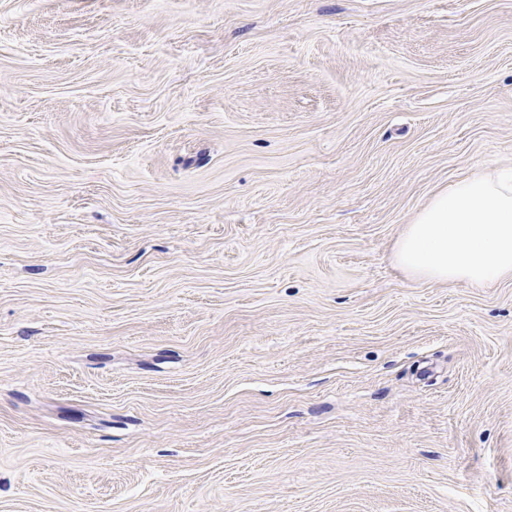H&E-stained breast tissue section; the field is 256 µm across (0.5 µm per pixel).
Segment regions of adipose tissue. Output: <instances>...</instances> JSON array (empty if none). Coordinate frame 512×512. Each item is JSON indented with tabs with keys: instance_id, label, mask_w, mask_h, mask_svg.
Listing matches in <instances>:
<instances>
[{
	"instance_id": "1",
	"label": "adipose tissue",
	"mask_w": 512,
	"mask_h": 512,
	"mask_svg": "<svg viewBox=\"0 0 512 512\" xmlns=\"http://www.w3.org/2000/svg\"><path fill=\"white\" fill-rule=\"evenodd\" d=\"M394 258L427 283L512 280V169L486 167L436 193L405 227Z\"/></svg>"
}]
</instances>
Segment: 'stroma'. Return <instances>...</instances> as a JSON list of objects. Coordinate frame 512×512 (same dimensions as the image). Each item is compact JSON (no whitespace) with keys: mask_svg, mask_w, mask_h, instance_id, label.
I'll use <instances>...</instances> for the list:
<instances>
[{"mask_svg":"<svg viewBox=\"0 0 512 512\" xmlns=\"http://www.w3.org/2000/svg\"><path fill=\"white\" fill-rule=\"evenodd\" d=\"M486 164L512 0H0V512H512ZM394 258L427 283L512 280V169L484 167L436 193L405 227Z\"/></svg>","mask_w":512,"mask_h":512,"instance_id":"stroma-1","label":"stroma"}]
</instances>
